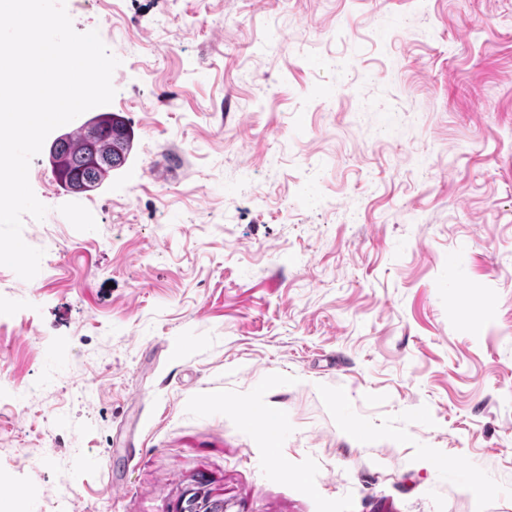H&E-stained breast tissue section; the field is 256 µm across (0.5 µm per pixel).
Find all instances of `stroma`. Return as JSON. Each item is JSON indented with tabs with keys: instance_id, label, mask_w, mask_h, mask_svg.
<instances>
[{
	"instance_id": "1",
	"label": "stroma",
	"mask_w": 512,
	"mask_h": 512,
	"mask_svg": "<svg viewBox=\"0 0 512 512\" xmlns=\"http://www.w3.org/2000/svg\"><path fill=\"white\" fill-rule=\"evenodd\" d=\"M65 7L134 148L84 193L31 161L11 512H512V0Z\"/></svg>"
}]
</instances>
